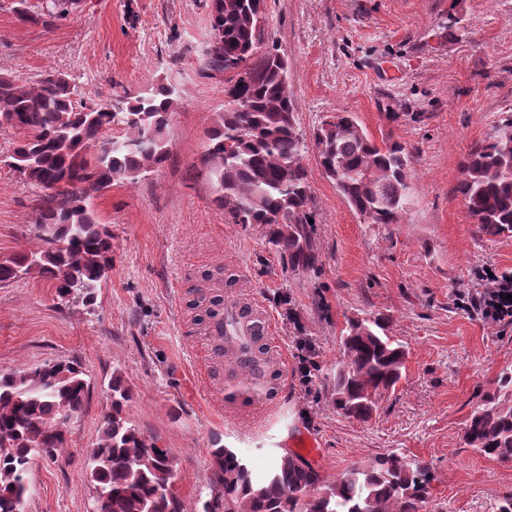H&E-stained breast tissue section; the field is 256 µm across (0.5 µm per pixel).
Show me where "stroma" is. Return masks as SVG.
Returning <instances> with one entry per match:
<instances>
[{
	"instance_id": "stroma-1",
	"label": "stroma",
	"mask_w": 512,
	"mask_h": 512,
	"mask_svg": "<svg viewBox=\"0 0 512 512\" xmlns=\"http://www.w3.org/2000/svg\"><path fill=\"white\" fill-rule=\"evenodd\" d=\"M270 39L291 65L296 121L312 137L323 117L350 112L375 141L413 152L412 204L399 224H366L324 176L308 170L316 222L315 268L285 269L258 224H228L211 187L190 169L224 110V75L200 65L209 0H79L54 27L24 24L0 0V74L33 85L58 71L75 103L118 105L161 85L176 92L168 162L135 184L95 198L112 230V270L94 306H59L30 273L0 284V371L48 361L80 363L83 412L65 428L56 458L29 468L26 512H89L86 454L110 409L113 372L133 398L127 418L170 449L184 512L213 480L214 441L265 475L296 439L317 448L325 482L352 464L396 451L428 463L433 490L421 512H497L512 497V462L465 445L480 394L512 371V322L462 307L476 269L512 271V238L479 233L455 192L468 147L512 109V0H266ZM465 36L442 25L449 8ZM18 134L0 129V257L40 245L33 231L39 188L10 165ZM231 281L273 315L288 364L257 417L227 416L196 377L204 327L192 291ZM384 314L388 336L408 349L403 377L365 422L337 414L333 376L348 318Z\"/></svg>"
}]
</instances>
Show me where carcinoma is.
I'll return each mask as SVG.
<instances>
[{"label":"carcinoma","mask_w":512,"mask_h":512,"mask_svg":"<svg viewBox=\"0 0 512 512\" xmlns=\"http://www.w3.org/2000/svg\"><path fill=\"white\" fill-rule=\"evenodd\" d=\"M15 0L21 22L49 28L76 0H55L39 15ZM207 71L228 75L224 113L206 133L194 176L207 182L224 207L226 224H260L284 267L316 263L309 219L315 218L303 157L307 144L295 119L288 60L265 38L266 0H210ZM65 75L47 72L35 86L0 74V127L22 138L13 168L43 191L35 204V230L60 243L0 261V283L35 271L53 283L57 298L96 301L102 271L112 265V232L99 219L94 198L115 183H136L167 161L165 131L176 105L161 85L124 107L73 104ZM114 135H109V132ZM323 173L365 224H398L411 204V155L400 143L377 145L355 117H325L314 135ZM456 192L473 223L490 238L512 237V113L463 157ZM382 314L348 321L336 368V412L367 421L379 399L402 378L406 347L385 334ZM74 362H46L31 371L0 373V512H18L30 494L31 459L54 456L65 436L56 425L80 415L89 383ZM111 411L88 451L86 477L100 493L102 512H183L170 449L149 442L124 416L131 391L122 374L108 385ZM479 453L512 460V372L481 394L464 428ZM213 483L222 496L199 498L198 512H420L432 489L430 465L386 451L350 467L327 484L320 472L286 453L263 479L253 477L232 448L215 442Z\"/></svg>","instance_id":"1"}]
</instances>
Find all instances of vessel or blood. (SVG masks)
<instances>
[{"mask_svg":"<svg viewBox=\"0 0 512 512\" xmlns=\"http://www.w3.org/2000/svg\"><path fill=\"white\" fill-rule=\"evenodd\" d=\"M206 336V357H221L228 343L237 350L234 362L239 374L225 379L223 389L216 392L225 411L233 412L244 406L258 409L270 401V392L254 384L257 375L266 373V365L252 362L243 348L246 344L259 342L278 367H285L286 357L275 336L272 314L256 299L242 300L233 296L225 301L222 311L208 321Z\"/></svg>","mask_w":512,"mask_h":512,"instance_id":"b4317fda","label":"vessel or blood"}]
</instances>
